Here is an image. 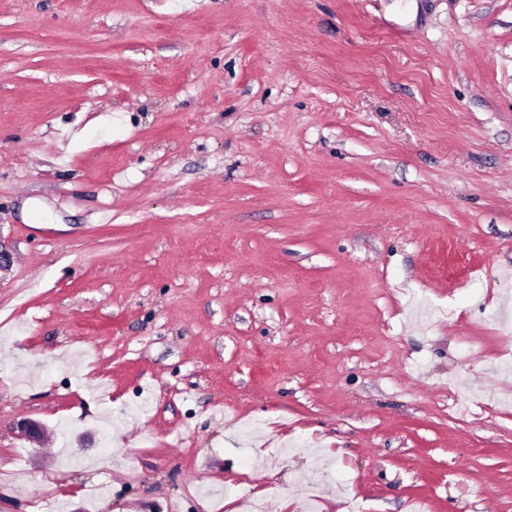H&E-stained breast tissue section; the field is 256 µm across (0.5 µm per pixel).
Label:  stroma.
<instances>
[{
    "instance_id": "obj_1",
    "label": "stroma",
    "mask_w": 512,
    "mask_h": 512,
    "mask_svg": "<svg viewBox=\"0 0 512 512\" xmlns=\"http://www.w3.org/2000/svg\"><path fill=\"white\" fill-rule=\"evenodd\" d=\"M0 250V512H512V0H0Z\"/></svg>"
}]
</instances>
